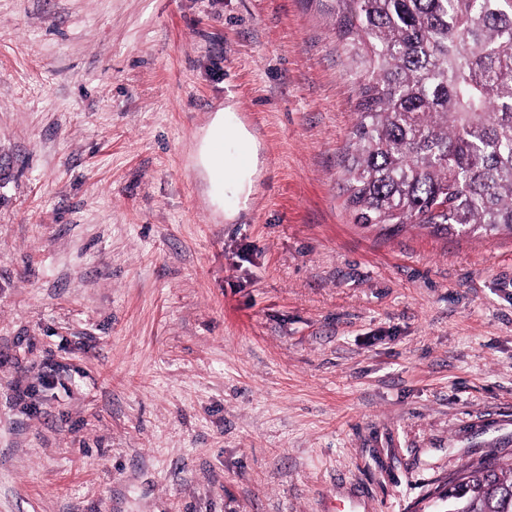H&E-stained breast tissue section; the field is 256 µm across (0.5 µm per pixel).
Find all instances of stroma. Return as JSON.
Returning a JSON list of instances; mask_svg holds the SVG:
<instances>
[{"label": "stroma", "instance_id": "obj_1", "mask_svg": "<svg viewBox=\"0 0 512 512\" xmlns=\"http://www.w3.org/2000/svg\"><path fill=\"white\" fill-rule=\"evenodd\" d=\"M357 99L334 0H0V512H443L512 462V234L355 223ZM229 139L244 148L247 154V161L233 169L224 167L219 154L224 141ZM199 164L207 175L212 198L218 204L227 194L235 197L249 194L258 165L257 146L253 136L236 121L230 108L219 110L215 115L199 151Z\"/></svg>", "mask_w": 512, "mask_h": 512}]
</instances>
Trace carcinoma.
<instances>
[{
  "instance_id": "obj_1",
  "label": "carcinoma",
  "mask_w": 512,
  "mask_h": 512,
  "mask_svg": "<svg viewBox=\"0 0 512 512\" xmlns=\"http://www.w3.org/2000/svg\"><path fill=\"white\" fill-rule=\"evenodd\" d=\"M359 115L344 159L357 224L512 231V0H336ZM455 512H512V465L448 488Z\"/></svg>"
}]
</instances>
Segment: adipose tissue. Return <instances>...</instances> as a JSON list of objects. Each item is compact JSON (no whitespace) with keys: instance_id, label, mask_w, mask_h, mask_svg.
<instances>
[{"instance_id":"obj_1","label":"adipose tissue","mask_w":512,"mask_h":512,"mask_svg":"<svg viewBox=\"0 0 512 512\" xmlns=\"http://www.w3.org/2000/svg\"><path fill=\"white\" fill-rule=\"evenodd\" d=\"M199 164L214 201L249 194L258 165L257 146L231 110L223 109L215 115L199 151Z\"/></svg>"}]
</instances>
